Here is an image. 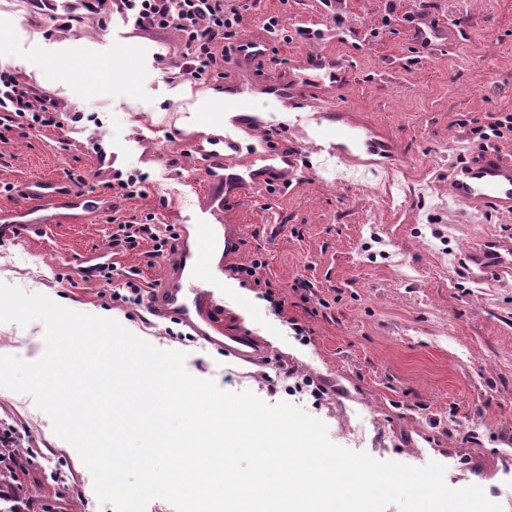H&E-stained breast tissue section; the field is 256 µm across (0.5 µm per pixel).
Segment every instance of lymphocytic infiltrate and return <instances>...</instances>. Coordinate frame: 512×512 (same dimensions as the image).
<instances>
[{
	"label": "lymphocytic infiltrate",
	"mask_w": 512,
	"mask_h": 512,
	"mask_svg": "<svg viewBox=\"0 0 512 512\" xmlns=\"http://www.w3.org/2000/svg\"><path fill=\"white\" fill-rule=\"evenodd\" d=\"M246 8L245 0H78L65 14L64 24L77 28L87 16L105 19L118 14L144 27L175 29L185 46L176 63L179 76L206 84L223 77L227 51ZM56 110L53 99L34 97L15 73L0 68V130L27 132L52 126ZM176 237L171 225L143 222L133 216L117 224L112 247L131 251L149 241L154 255L160 256Z\"/></svg>",
	"instance_id": "obj_1"
}]
</instances>
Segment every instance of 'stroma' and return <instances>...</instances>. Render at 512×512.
I'll return each mask as SVG.
<instances>
[{"instance_id": "35a3bbf8", "label": "stroma", "mask_w": 512, "mask_h": 512, "mask_svg": "<svg viewBox=\"0 0 512 512\" xmlns=\"http://www.w3.org/2000/svg\"><path fill=\"white\" fill-rule=\"evenodd\" d=\"M250 2L239 36L268 42L276 74L319 51L343 56L351 81L335 103L395 136L401 149L389 168L316 151L297 100L263 113V127L246 135L254 144L286 141L298 153L289 177L231 195L221 219L238 239L224 258V327L259 337L265 362H244L145 307L122 306L113 285L83 272L106 253L161 286L172 254L152 256L147 242L113 254V218L151 213L165 224H191L200 210V165L184 142L222 136L224 126L201 111L202 87L160 69L184 51L171 30L116 15L68 31L27 0H0V65L58 107L56 125L0 138V215L20 204L17 187L36 177H79L112 202L89 221L0 238V282L76 312H109L155 347L184 352L194 377L301 406L327 424L331 441L376 459L438 461L450 487L480 486L512 512V276L476 281L456 272L485 235L512 239V218L448 196V176L470 151L473 129L512 113V0H337L339 32L320 0ZM418 9L424 21L453 26L456 43L418 50L397 22ZM272 14L289 28L323 29L324 38L269 41L264 22ZM88 63L101 71L94 88L76 73ZM118 170L148 175L145 195L112 194ZM258 253L268 260L260 284L241 286L231 268ZM44 335L38 320L0 324V355L37 360ZM305 378L320 398L293 393ZM0 420L34 451L27 474L0 472V485L28 512H41L60 475L68 485L62 512H113L91 496L90 472L31 396L0 388Z\"/></svg>"}]
</instances>
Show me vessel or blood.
<instances>
[{
  "instance_id": "b4317fda",
  "label": "vessel or blood",
  "mask_w": 512,
  "mask_h": 512,
  "mask_svg": "<svg viewBox=\"0 0 512 512\" xmlns=\"http://www.w3.org/2000/svg\"><path fill=\"white\" fill-rule=\"evenodd\" d=\"M414 41L427 46L452 44L454 32L438 24L416 25L410 29ZM349 77L346 62L336 53L324 51L306 57L295 74L280 81L270 72H263L249 82L224 89V110L229 113L231 128L222 139L205 149L199 141L186 145L187 151L201 154L203 183L202 209L223 208L228 191L263 185L270 175L280 170H293L297 153L280 141H263L243 145L236 132L249 124L260 123L252 100L264 93L280 101L305 99L312 108L309 117L318 134L315 146L319 151L336 155L346 161L368 156L370 162L395 164L400 155L397 140L386 131L369 126L347 116L342 108L330 104L333 92L341 90ZM248 153L262 162L261 168L245 173H230V165L241 153ZM24 200L16 207L0 232L8 234L21 224H39L41 213L48 208L59 211V221L79 217L91 219L104 209V199L92 192L80 190L69 183L44 178L27 180L20 189ZM448 195L464 206H481L494 210L504 218L512 217V155L499 148L475 149L468 162L460 166L448 180ZM232 252V239L217 243L215 227L202 224L193 243L183 244L172 268V277L163 288L153 292L148 301L152 315L161 320L177 319L202 338L223 343L232 352L252 363L266 359L264 345L257 338L228 335L224 332V305L217 296L222 288L223 259L217 258V248ZM468 262L482 272L512 274V243L498 237L481 239L466 254Z\"/></svg>"
}]
</instances>
